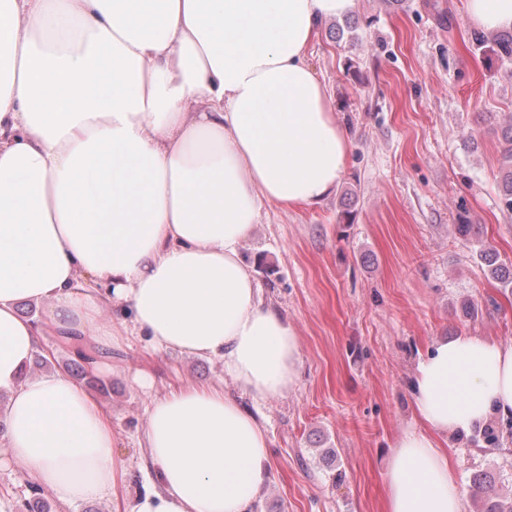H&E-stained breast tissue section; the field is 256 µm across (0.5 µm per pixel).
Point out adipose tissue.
<instances>
[{
    "label": "adipose tissue",
    "instance_id": "1",
    "mask_svg": "<svg viewBox=\"0 0 512 512\" xmlns=\"http://www.w3.org/2000/svg\"><path fill=\"white\" fill-rule=\"evenodd\" d=\"M355 4L0 0V467L67 507L249 512L268 438L223 382L151 400L140 445L157 482L125 501L109 413L63 374L21 370L47 332L76 352L93 339L100 371L137 333L220 358L256 399L295 385L298 336L243 249L265 206L320 205L346 172L348 132L307 54ZM466 8L476 28L512 30V0ZM411 386L419 424L390 455L384 512H466L439 442L512 415V344L435 341Z\"/></svg>",
    "mask_w": 512,
    "mask_h": 512
}]
</instances>
